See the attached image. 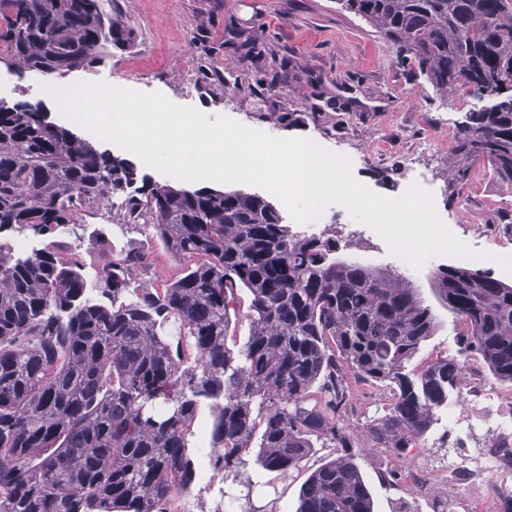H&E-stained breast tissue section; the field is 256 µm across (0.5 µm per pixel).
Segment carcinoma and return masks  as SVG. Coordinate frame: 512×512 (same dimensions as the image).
<instances>
[{"label":"carcinoma","instance_id":"carcinoma-1","mask_svg":"<svg viewBox=\"0 0 512 512\" xmlns=\"http://www.w3.org/2000/svg\"><path fill=\"white\" fill-rule=\"evenodd\" d=\"M340 2L438 94L488 100L456 133L451 180L483 166L512 187V0ZM132 42L103 0H0V61L23 69L61 75ZM93 211L152 234L176 275L140 281L139 246L90 272L60 253ZM9 232L42 247L16 252ZM337 250L336 236L294 230L259 196L153 182L26 104L0 107V512H177L202 447L223 480L251 454L285 476L331 448L296 512H373L350 452L347 371L389 392L365 429L402 457L461 395L470 354L512 384V284L438 269L431 289L460 345L414 373L437 330L419 288ZM239 288L248 335L233 350Z\"/></svg>","mask_w":512,"mask_h":512}]
</instances>
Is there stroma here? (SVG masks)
I'll return each mask as SVG.
<instances>
[{
    "instance_id": "1",
    "label": "stroma",
    "mask_w": 512,
    "mask_h": 512,
    "mask_svg": "<svg viewBox=\"0 0 512 512\" xmlns=\"http://www.w3.org/2000/svg\"><path fill=\"white\" fill-rule=\"evenodd\" d=\"M105 8L133 30L134 45L113 49L93 67L50 79L0 64V102L28 104L56 124L59 108L40 91L48 80L61 87L103 81L158 91L175 104L212 118L225 115L274 137L322 139L331 150L344 143L360 158L355 178L387 197L403 189L404 165L416 156V173L432 190L436 209L462 242L486 256L480 263L436 256L421 269L403 272L439 322L411 368L455 356L457 320L429 287L437 269L476 267L512 284V187L499 184L480 167L468 182L448 180L455 133L466 112L479 108L478 99L436 94L423 75L399 62L394 45L343 9L339 0H106ZM241 35L270 46L275 59L257 62L242 56L237 42ZM325 220L350 227L336 234L341 257L395 268L386 243L364 237L363 223L348 212L327 207ZM74 232L84 245L93 239L108 248L117 238L140 245L153 265L139 278L151 285H160L177 271L160 244L141 233H121L111 214L86 218ZM354 390L355 409L347 423L361 437L355 461L372 493L374 512H431L433 498L444 500L448 512H458L447 482L434 483L429 498L423 499L406 483L387 481L388 470L395 467L447 470L457 450L443 424L434 423L403 460H396L363 436L365 424L382 414L386 392L363 383ZM330 454V449H318L285 476L263 470L251 459L239 478L254 483L253 501L267 512H296L302 483Z\"/></svg>"
}]
</instances>
